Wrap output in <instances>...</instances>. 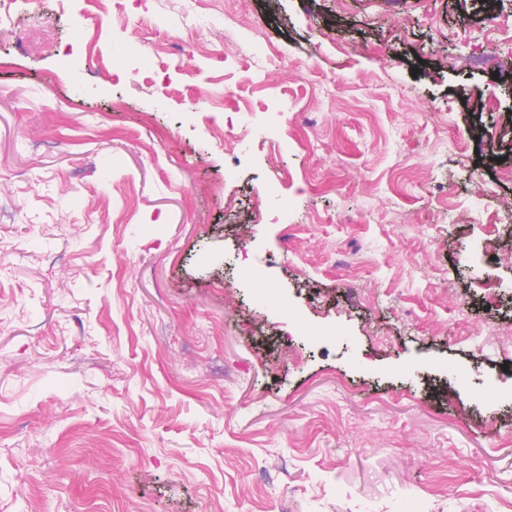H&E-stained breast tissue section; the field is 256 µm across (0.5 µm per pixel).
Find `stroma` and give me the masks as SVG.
Returning a JSON list of instances; mask_svg holds the SVG:
<instances>
[{
  "instance_id": "35a3bbf8",
  "label": "stroma",
  "mask_w": 512,
  "mask_h": 512,
  "mask_svg": "<svg viewBox=\"0 0 512 512\" xmlns=\"http://www.w3.org/2000/svg\"><path fill=\"white\" fill-rule=\"evenodd\" d=\"M485 2L116 0L100 29L22 0L0 512H512V295L484 299L512 282V0ZM94 30L114 80L69 58ZM159 52L167 87L134 72ZM258 86L241 152L212 101ZM268 197L287 223L253 225Z\"/></svg>"
}]
</instances>
